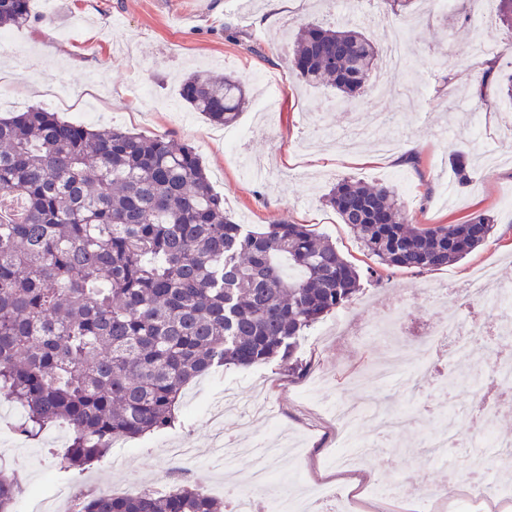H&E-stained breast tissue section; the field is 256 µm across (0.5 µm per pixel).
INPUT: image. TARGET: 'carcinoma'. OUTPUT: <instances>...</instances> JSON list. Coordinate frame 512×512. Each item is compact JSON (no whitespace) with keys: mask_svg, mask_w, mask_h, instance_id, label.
<instances>
[{"mask_svg":"<svg viewBox=\"0 0 512 512\" xmlns=\"http://www.w3.org/2000/svg\"><path fill=\"white\" fill-rule=\"evenodd\" d=\"M31 0H0V28ZM376 44L342 23L312 24L291 65L351 96ZM188 108L230 125L247 98L231 77L196 74ZM373 261L369 276L458 262L493 231L412 226L386 184L343 180L326 197ZM361 270L306 224L243 230L194 149L164 137L92 129L39 108L0 117V391L21 406L19 435L71 430L66 469L106 458L115 440L171 428L183 390L224 366L293 360L313 323L346 306ZM18 485L0 465V512ZM78 512H224L187 481L166 494L86 493Z\"/></svg>","mask_w":512,"mask_h":512,"instance_id":"cac0c4a2","label":"carcinoma"}]
</instances>
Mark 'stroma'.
Wrapping results in <instances>:
<instances>
[{
  "label": "stroma",
  "mask_w": 512,
  "mask_h": 512,
  "mask_svg": "<svg viewBox=\"0 0 512 512\" xmlns=\"http://www.w3.org/2000/svg\"><path fill=\"white\" fill-rule=\"evenodd\" d=\"M268 0H254L244 11L240 0H32L30 19L8 28L10 49L0 48V115L31 107L73 121L92 113V123L123 127L146 136H165L193 147L212 187L237 223L256 231L269 224H307L358 268L369 260L339 215L323 198L343 179L391 183L410 224H461L483 213L494 221L487 242L467 258L421 273L386 271L363 278L353 300L307 330L298 355L305 376L277 360L249 369L227 368L193 381L181 399L175 427L148 433L113 448L102 462L83 472H62L71 433L58 424L34 440L0 432V460L12 467L23 490L13 512H30L34 499L77 482L124 495L132 487L160 489L171 484L175 464L171 442L195 448L190 481L212 497L240 482L247 460L225 468L212 448L208 410L222 405L225 392L243 401L272 406L278 430L289 442L278 470L295 472L292 483L257 493L309 495L325 483L335 488L334 512H417L418 497L407 492L422 479L448 482V466H463L473 455L469 437L448 448V462L424 445L423 410L470 406L472 384L444 386L446 357L436 359L429 381L408 379L386 385L372 369L385 352L358 328L382 311L405 306L413 330L439 311L470 322L474 312L458 295L437 305L430 289L466 284L485 266L498 282L512 286V101L499 84L512 74V31L497 18L496 0H458L454 11L432 0H413L392 11L388 0H290L276 23L262 19ZM357 21L360 30L384 43L388 28L410 27L414 71L376 67L360 96L341 101L326 85L302 81L289 59L300 28L311 23ZM493 73H486L485 64ZM238 79L248 103L236 124L250 128L241 155L224 147L223 126L190 111L179 97L190 73ZM392 139L397 149L416 143L414 161H393L376 142ZM462 153L471 179L457 187L452 158ZM393 406L408 402L418 415L400 440L375 446L356 473L336 464L343 429L329 414L341 400ZM392 483L396 498L371 496L372 488Z\"/></svg>",
  "instance_id": "stroma-1"
}]
</instances>
